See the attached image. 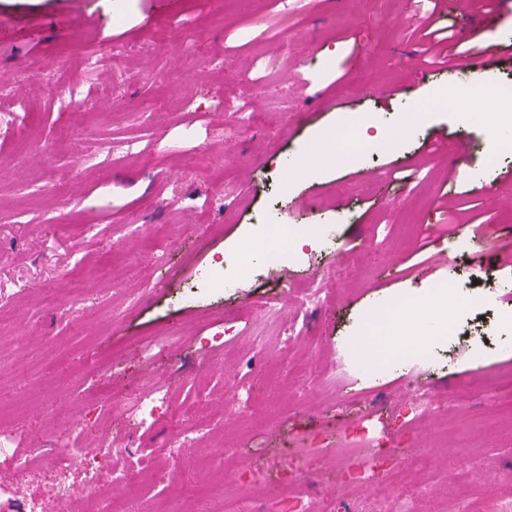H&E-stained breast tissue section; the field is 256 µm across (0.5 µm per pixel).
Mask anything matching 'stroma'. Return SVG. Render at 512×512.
<instances>
[{"instance_id": "stroma-1", "label": "stroma", "mask_w": 512, "mask_h": 512, "mask_svg": "<svg viewBox=\"0 0 512 512\" xmlns=\"http://www.w3.org/2000/svg\"><path fill=\"white\" fill-rule=\"evenodd\" d=\"M307 2L286 14L276 0H88L76 43L60 0H0V29L14 31L0 38V107L21 116L0 130V427L20 453L78 438L169 464L95 512H224L227 466L244 473L229 491L248 512H392L395 500L344 476L359 455L345 438L369 422L406 451L410 512H499L512 498V426L495 414L512 400V201L495 196L512 157L496 159L489 125L428 106L435 91L473 98L512 78V55L482 70L436 65L417 34L430 16L512 44V0ZM413 109L419 121L402 127ZM368 120L394 137L369 157L319 139ZM117 139L136 140V154L107 150ZM301 155L306 172L290 176L286 160ZM269 217L335 225V245L279 259L291 295L336 282L326 304L267 321L265 261L232 291L187 296ZM445 280L481 305L453 308L454 335L383 358L368 333L377 306L430 300ZM161 334L165 350L144 361L139 344ZM158 385L187 428L207 398L230 455H171L166 421L139 427L117 408ZM237 388L253 407H227ZM421 388L447 435L411 412Z\"/></svg>"}]
</instances>
